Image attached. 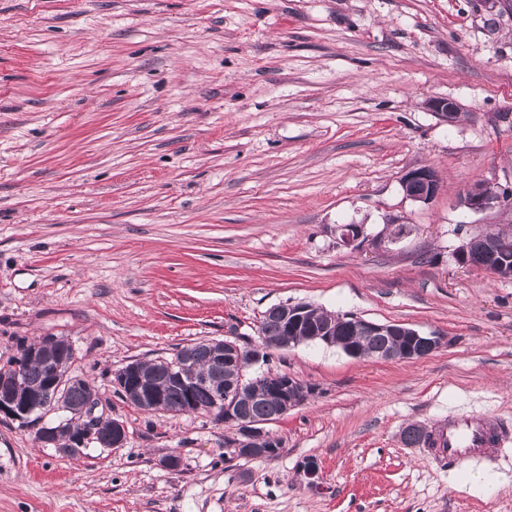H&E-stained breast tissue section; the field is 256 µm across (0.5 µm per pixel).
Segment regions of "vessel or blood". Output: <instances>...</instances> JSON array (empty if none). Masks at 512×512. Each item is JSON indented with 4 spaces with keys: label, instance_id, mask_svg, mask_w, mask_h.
<instances>
[{
    "label": "vessel or blood",
    "instance_id": "obj_1",
    "mask_svg": "<svg viewBox=\"0 0 512 512\" xmlns=\"http://www.w3.org/2000/svg\"><path fill=\"white\" fill-rule=\"evenodd\" d=\"M502 429L481 415L452 416L430 429L433 457L451 465L494 455L501 444Z\"/></svg>",
    "mask_w": 512,
    "mask_h": 512
}]
</instances>
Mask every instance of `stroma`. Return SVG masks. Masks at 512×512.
Segmentation results:
<instances>
[{"mask_svg": "<svg viewBox=\"0 0 512 512\" xmlns=\"http://www.w3.org/2000/svg\"><path fill=\"white\" fill-rule=\"evenodd\" d=\"M506 112L512 15L483 0H0V364L64 338L127 430L68 457L0 415V512H512V279L453 259L512 223L460 204L512 183ZM424 166L427 203L401 185ZM341 224L364 239L342 246ZM282 303L447 343L387 362L266 349L257 370L313 389L270 424L271 458L117 394L129 362L260 344ZM463 413L507 431L495 458L451 467L404 440ZM401 183L405 188L414 187L416 189L414 193L406 195L416 202H429L439 191L438 179L435 171L430 167H421L408 172L401 179ZM403 186L404 193L412 191L411 188L405 190Z\"/></svg>", "mask_w": 512, "mask_h": 512, "instance_id": "stroma-1", "label": "stroma"}]
</instances>
